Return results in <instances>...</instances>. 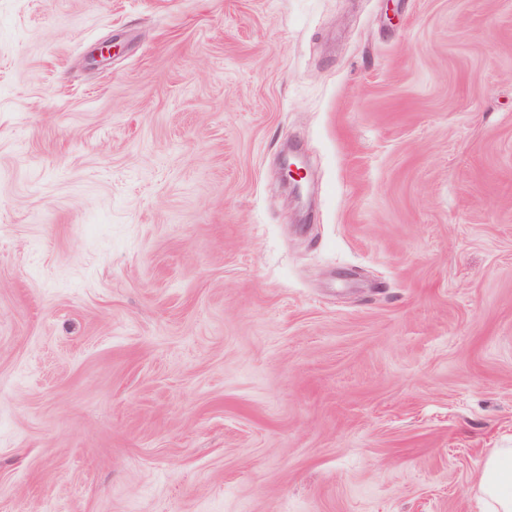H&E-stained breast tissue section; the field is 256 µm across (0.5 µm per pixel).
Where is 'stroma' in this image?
I'll return each instance as SVG.
<instances>
[{"instance_id":"1","label":"stroma","mask_w":512,"mask_h":512,"mask_svg":"<svg viewBox=\"0 0 512 512\" xmlns=\"http://www.w3.org/2000/svg\"><path fill=\"white\" fill-rule=\"evenodd\" d=\"M494 448L512 0H0V512H479ZM283 174H282V183L286 186H291L292 193L299 199L301 196L300 186L303 177L306 175L307 171L305 170L303 161L300 159L293 157L284 158L283 163ZM298 177V178H297Z\"/></svg>"}]
</instances>
